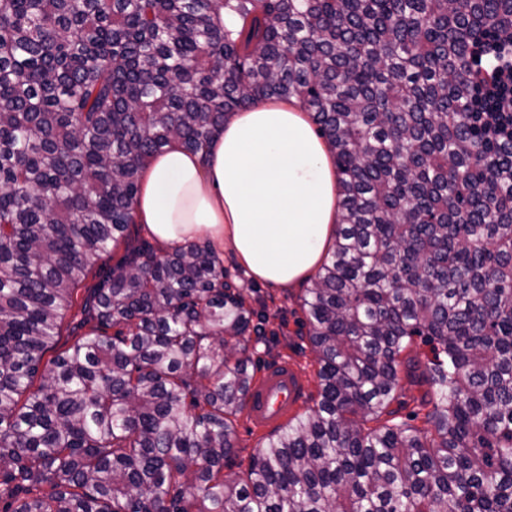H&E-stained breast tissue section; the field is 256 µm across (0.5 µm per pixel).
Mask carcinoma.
Here are the masks:
<instances>
[{
    "mask_svg": "<svg viewBox=\"0 0 512 512\" xmlns=\"http://www.w3.org/2000/svg\"><path fill=\"white\" fill-rule=\"evenodd\" d=\"M506 24L512 0H0V512H512V143L464 112L471 33ZM271 98L333 153L340 220L301 296L319 401L230 477L277 332L211 245L129 227L152 155ZM94 268L95 332L44 360ZM417 337L426 427L368 426Z\"/></svg>",
    "mask_w": 512,
    "mask_h": 512,
    "instance_id": "carcinoma-1",
    "label": "carcinoma"
}]
</instances>
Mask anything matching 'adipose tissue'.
I'll return each instance as SVG.
<instances>
[{"instance_id":"ef3b65f1","label":"adipose tissue","mask_w":512,"mask_h":512,"mask_svg":"<svg viewBox=\"0 0 512 512\" xmlns=\"http://www.w3.org/2000/svg\"><path fill=\"white\" fill-rule=\"evenodd\" d=\"M336 167L307 112L281 100L232 114L207 153L171 141L142 173L136 215L160 244L208 236L271 287L305 283L336 234Z\"/></svg>"}]
</instances>
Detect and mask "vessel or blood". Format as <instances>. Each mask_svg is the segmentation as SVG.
Segmentation results:
<instances>
[{
	"mask_svg": "<svg viewBox=\"0 0 512 512\" xmlns=\"http://www.w3.org/2000/svg\"><path fill=\"white\" fill-rule=\"evenodd\" d=\"M306 393L305 376L295 359L274 360L252 383L246 407L247 418L258 429L278 427L295 414Z\"/></svg>",
	"mask_w": 512,
	"mask_h": 512,
	"instance_id": "b4317fda",
	"label": "vessel or blood"
}]
</instances>
